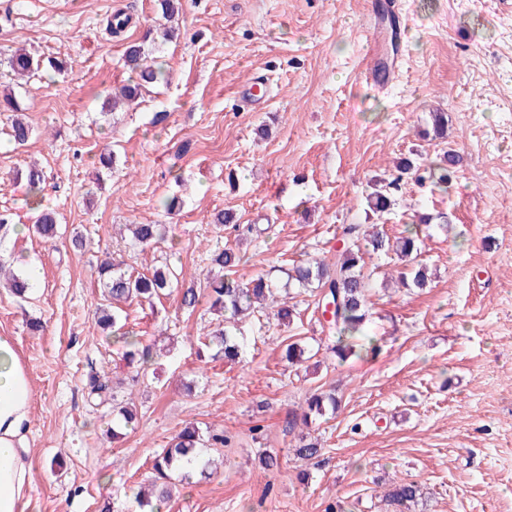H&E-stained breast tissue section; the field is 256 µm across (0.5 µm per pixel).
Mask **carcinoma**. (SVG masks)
Here are the masks:
<instances>
[{"mask_svg": "<svg viewBox=\"0 0 512 512\" xmlns=\"http://www.w3.org/2000/svg\"><path fill=\"white\" fill-rule=\"evenodd\" d=\"M161 17L164 22L158 30L168 41L175 36V28L169 26L181 9L180 0H159ZM125 64L136 74V81L121 87L109 95L108 107L117 109L123 104L135 102L143 88L159 82L164 77L161 67L153 66L143 46L132 44L127 47ZM6 67L16 77L24 78L36 75L43 67V60L25 49H17L7 54ZM33 133L32 127L16 117L11 120L8 136L18 144L26 143ZM459 158L452 150H446L438 160L425 167L414 164L409 158L402 159L397 165V173L383 181L382 187L366 198V212L378 220L395 204V193L401 190L404 175L425 169L429 177L440 187L448 184ZM441 219L439 215L420 213L417 215L415 231L391 239L386 231L377 224L366 230L363 224H344L340 227L339 242L336 251V266L329 268L316 260L296 264L283 271L286 285L305 290H317L323 300L335 305L328 324L333 344L329 350L336 358L345 362L359 356L358 344L354 338L365 335V326L369 320V275L365 274V257L371 255L395 253L404 263L405 271L398 276V284L404 288L426 287L429 278L426 265L421 261L422 240L419 232L427 224ZM36 234L44 241L52 240L57 234V221L54 213H41L33 224ZM132 238L129 245L145 249L166 237L163 224H130ZM244 256L231 247L215 254L213 262L224 270V275L207 281L206 291L190 285L179 284L178 276L168 264L153 267L147 274H133L122 268L114 259L106 258L97 267V283L101 289L105 304L99 308L95 324L114 340L124 344V359L131 367L143 368L152 359V347L138 338L133 331L122 323L119 310L121 305L138 300L152 301L165 293L175 292L179 296L180 307L193 309L202 298H207L210 309L224 314V327L207 333L206 347L214 350L212 357L223 358L224 362H234L242 357L246 343L241 336L238 321L263 307L276 290L275 282L265 274H260L244 283L235 277L236 268L243 262ZM9 288L18 297H23L33 288L22 268L13 273ZM296 315L295 305L284 301L273 309L274 318L280 325L287 327L293 323ZM283 359L288 366L294 367L307 360L305 348L296 342L286 345ZM339 400L333 390L317 389L309 394L305 405L291 411L290 428L307 427L316 421L334 415ZM112 439L122 437L123 431L132 426L136 412L127 405H112ZM228 437L213 430L202 433L201 429L190 422L174 436L167 448L153 460L156 478L150 483L147 493L137 492L139 506L144 512H162L172 498L175 484L171 474L180 473L187 480L194 474L207 477L217 470L215 460L207 454V444H224ZM295 455L301 459H315L320 456L321 443L308 436H301L294 448ZM383 499L391 507V512H408L415 505H426L427 496L421 484L399 482L388 489Z\"/></svg>", "mask_w": 512, "mask_h": 512, "instance_id": "carcinoma-1", "label": "carcinoma"}]
</instances>
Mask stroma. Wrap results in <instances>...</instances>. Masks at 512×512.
<instances>
[{"label": "stroma", "instance_id": "stroma-1", "mask_svg": "<svg viewBox=\"0 0 512 512\" xmlns=\"http://www.w3.org/2000/svg\"><path fill=\"white\" fill-rule=\"evenodd\" d=\"M374 2L182 0L178 38L158 46L157 0H0V51L23 46L69 64L16 89L28 143L7 141L0 112V214L34 223L24 175L35 163L41 205L58 220L49 243L0 238L1 264L22 256L41 273L27 298L0 288V334L14 337L34 391V512H139L155 454L189 422L231 442L208 448L222 467L177 485L168 512H326L338 502L380 512L379 495L400 480L425 486L427 512H512V0H395L409 34L394 42L367 41ZM118 11L131 22L112 37L105 25ZM135 43L165 78L139 106L104 113L132 77L123 56ZM389 55L386 86L367 82L364 71ZM255 78L262 108L238 95ZM434 112L448 119L446 140L422 136ZM448 149L461 162L447 189L408 175L384 219L395 238L420 209L447 214V229L423 244L431 281L383 287L399 266L376 257L375 347L360 356L342 363L321 349L318 299L297 288L290 326L267 309L243 323L247 348L232 367L200 353L216 324L204 302L186 311L173 294L123 305L153 346L141 376L94 324L103 252L139 271L171 261L201 289L227 244L244 256L243 281L299 260L332 263L338 227L365 220L372 179L415 151ZM107 150L108 170L98 162ZM174 197L179 207L166 211ZM220 211L255 232L228 234L213 222ZM148 221L166 226L165 240L129 249L120 226ZM291 342L316 351L320 367H288ZM93 371L137 409L121 441L110 436L111 405L87 398ZM319 387L335 389L340 407L312 425L322 451L304 462L288 416ZM261 449L280 471L261 468Z\"/></svg>", "mask_w": 512, "mask_h": 512}]
</instances>
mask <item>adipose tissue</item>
<instances>
[{"label": "adipose tissue", "mask_w": 512, "mask_h": 512, "mask_svg": "<svg viewBox=\"0 0 512 512\" xmlns=\"http://www.w3.org/2000/svg\"><path fill=\"white\" fill-rule=\"evenodd\" d=\"M32 395L13 337L0 335V512H30L34 487L27 434Z\"/></svg>", "instance_id": "adipose-tissue-1"}]
</instances>
